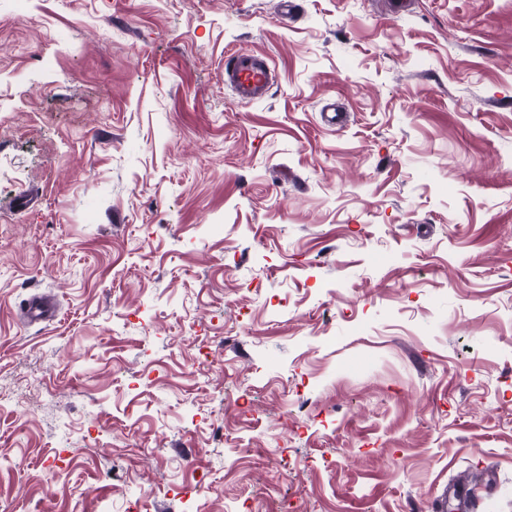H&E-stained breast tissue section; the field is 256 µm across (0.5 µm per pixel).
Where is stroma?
<instances>
[{"label": "stroma", "instance_id": "obj_1", "mask_svg": "<svg viewBox=\"0 0 512 512\" xmlns=\"http://www.w3.org/2000/svg\"><path fill=\"white\" fill-rule=\"evenodd\" d=\"M296 2L0 0V512H512V0ZM274 77L268 56L262 52L226 55L224 80L245 103H259L269 96ZM28 317L34 322L50 321L55 316L54 304L42 296H32L26 300Z\"/></svg>", "mask_w": 512, "mask_h": 512}]
</instances>
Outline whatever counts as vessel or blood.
I'll use <instances>...</instances> for the list:
<instances>
[{"instance_id": "b4317fda", "label": "vessel or blood", "mask_w": 512, "mask_h": 512, "mask_svg": "<svg viewBox=\"0 0 512 512\" xmlns=\"http://www.w3.org/2000/svg\"><path fill=\"white\" fill-rule=\"evenodd\" d=\"M274 69L268 56L262 52H242L228 55L224 65V79L236 96L245 103L265 101L271 89ZM28 317L35 322H46L55 315L54 304L41 296L27 299Z\"/></svg>"}]
</instances>
